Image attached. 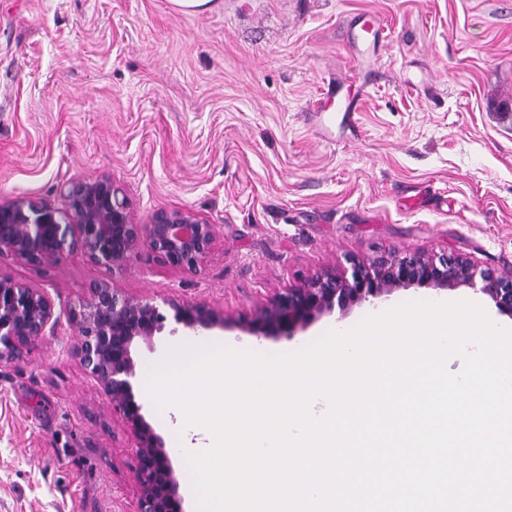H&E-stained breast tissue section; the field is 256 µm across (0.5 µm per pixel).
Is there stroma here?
Segmentation results:
<instances>
[{"label": "stroma", "instance_id": "obj_1", "mask_svg": "<svg viewBox=\"0 0 512 512\" xmlns=\"http://www.w3.org/2000/svg\"><path fill=\"white\" fill-rule=\"evenodd\" d=\"M379 18L383 38L359 40ZM364 82L351 124L323 129L331 81ZM512 0H0V201L64 207L63 185L107 175L137 223L188 209L218 225L205 266L149 248L114 273L78 253L0 254V274L47 288L58 313L110 282L137 298L203 303L215 340L288 286L351 260L442 249L512 268ZM399 290L318 318L266 348L300 351L374 310L438 299ZM178 334L133 350L136 401L191 480L146 397ZM45 336L0 360V512H137L136 448L74 351Z\"/></svg>", "mask_w": 512, "mask_h": 512}]
</instances>
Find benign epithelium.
<instances>
[{"instance_id":"1","label":"benign epithelium","mask_w":512,"mask_h":512,"mask_svg":"<svg viewBox=\"0 0 512 512\" xmlns=\"http://www.w3.org/2000/svg\"><path fill=\"white\" fill-rule=\"evenodd\" d=\"M64 198L62 209L27 197L1 202L0 253L40 262L75 252L116 271L145 245L165 265L196 272L216 237L217 225L188 209H160L146 223H135L124 188L105 175L68 182ZM411 287H477L499 312L512 317V270L481 267L461 254L443 252L354 261L349 274L321 273L284 289L241 325L259 339L292 336L336 306L374 304ZM168 321L172 334L181 329L205 332L225 324L224 316L204 304L165 298L160 306L104 281L94 284L90 298L67 316L79 333L76 353L81 365L119 413L124 431L136 440L138 512H183L169 452L142 413L132 385L134 344L151 341ZM61 327V315L46 289L0 275V358L47 334L57 335Z\"/></svg>"}]
</instances>
